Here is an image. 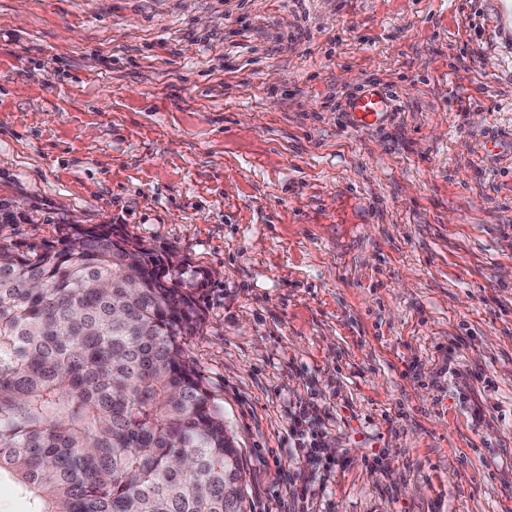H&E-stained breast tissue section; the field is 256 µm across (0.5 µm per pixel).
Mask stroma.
I'll return each mask as SVG.
<instances>
[{"label":"stroma","mask_w":512,"mask_h":512,"mask_svg":"<svg viewBox=\"0 0 512 512\" xmlns=\"http://www.w3.org/2000/svg\"><path fill=\"white\" fill-rule=\"evenodd\" d=\"M72 224L204 279L247 512H512V0H0V245ZM383 94L376 85H370L348 104V112L356 124H371L383 117ZM312 421L309 412L303 408L299 412L295 411L291 417L290 431L295 437V446H298L303 451L302 460L310 468L311 473L314 474L316 469L329 471L334 464V459L328 454V445L322 440L318 432L312 428L306 429L303 424ZM314 471V472H313Z\"/></svg>","instance_id":"35a3bbf8"}]
</instances>
